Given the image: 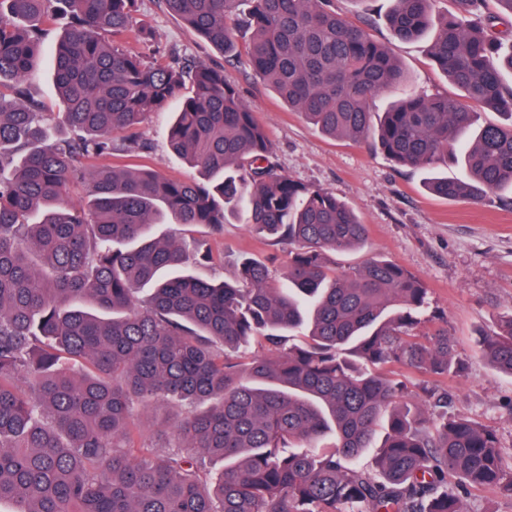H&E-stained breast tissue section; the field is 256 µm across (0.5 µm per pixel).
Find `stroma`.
Instances as JSON below:
<instances>
[{
  "label": "stroma",
  "instance_id": "obj_1",
  "mask_svg": "<svg viewBox=\"0 0 512 512\" xmlns=\"http://www.w3.org/2000/svg\"><path fill=\"white\" fill-rule=\"evenodd\" d=\"M336 11L361 17L372 37L389 46L406 78L391 94L378 97L374 114H382L391 99L419 92L454 94L453 86L433 68L428 57L429 38L394 40L387 17L393 0H334ZM133 22L148 27L154 39L147 54L163 59L190 57L224 67L226 78L266 126L274 144L275 163L304 185L332 192L358 215L369 229L360 247L330 254L333 266L350 270L380 257L395 261L429 288V304L422 314L420 332L444 326L455 344L460 374L440 379V389L451 398L449 414L464 416L493 428L503 449L504 468L512 467V377L497 372L479 353L481 332L494 328L512 312V207L498 195L483 202L448 201L427 193L423 170L396 165L377 142L332 139L320 133L300 113L289 110L277 94L249 67L226 60L193 34L161 0H137ZM170 113L161 108L141 126L151 144L149 153L130 158L121 135L112 138L111 164L134 163L169 177L187 180L195 172L169 149L165 128ZM158 236H174L185 249L208 242L212 263L195 267L205 280L233 277V260L247 255L266 263L273 275L288 264V248L252 234L247 212H239L223 233L203 225L159 224Z\"/></svg>",
  "mask_w": 512,
  "mask_h": 512
}]
</instances>
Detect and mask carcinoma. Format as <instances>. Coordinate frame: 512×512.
Listing matches in <instances>:
<instances>
[{
  "label": "carcinoma",
  "mask_w": 512,
  "mask_h": 512,
  "mask_svg": "<svg viewBox=\"0 0 512 512\" xmlns=\"http://www.w3.org/2000/svg\"><path fill=\"white\" fill-rule=\"evenodd\" d=\"M70 24L53 47L51 113L26 77L42 52L48 3ZM162 0L227 57L242 60L333 139L375 135L403 167L463 165L428 188L481 201L512 189V0H394V39L432 34L430 61L458 90L372 102L404 79L366 22L333 0ZM136 0H0V504L11 512H464L471 489L512 493L495 430L418 402L384 373L403 364L434 379L459 373L448 330L421 335L425 283L392 261L352 273L328 260L365 241L366 226L328 191L276 167L256 112L224 66L149 58L131 26ZM252 31L238 40L241 25ZM504 29H499V26ZM171 101V152L197 172L179 180L85 161L148 149L143 121ZM483 111L504 124H478ZM89 181L90 200L67 202ZM250 227L291 247L279 284L268 266L236 261L233 281L202 280L152 229L173 217L221 232L240 209ZM153 283L152 294L139 297ZM253 345L262 353L249 351ZM479 350L512 376V312ZM181 410L173 429L139 441L140 411ZM386 433L375 444L377 427ZM331 434L334 442L313 443ZM378 447L375 469L356 466ZM224 460L215 473L212 462Z\"/></svg>",
  "instance_id": "1"
}]
</instances>
